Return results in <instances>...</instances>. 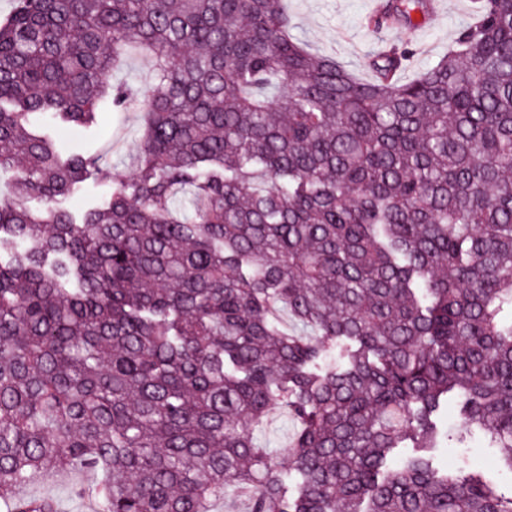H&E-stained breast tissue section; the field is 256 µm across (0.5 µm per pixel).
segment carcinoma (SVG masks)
Returning a JSON list of instances; mask_svg holds the SVG:
<instances>
[{"label": "carcinoma", "instance_id": "cac0c4a2", "mask_svg": "<svg viewBox=\"0 0 512 512\" xmlns=\"http://www.w3.org/2000/svg\"><path fill=\"white\" fill-rule=\"evenodd\" d=\"M429 8L392 0L368 25ZM473 15L402 83L411 47L362 81L307 50L282 0H15L0 20L9 512H58L18 490L71 469L103 475L100 512H210L227 488L248 512H512L482 472L425 456L454 398L512 471V0ZM129 52L153 58L145 91L102 80ZM109 107L143 114L135 169L77 219L60 198L108 168L36 120L88 128ZM277 407L296 430L274 455L254 431Z\"/></svg>", "mask_w": 512, "mask_h": 512}]
</instances>
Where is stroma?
<instances>
[{"label": "stroma", "mask_w": 512, "mask_h": 512, "mask_svg": "<svg viewBox=\"0 0 512 512\" xmlns=\"http://www.w3.org/2000/svg\"><path fill=\"white\" fill-rule=\"evenodd\" d=\"M294 31L316 52L332 55L342 65L363 79H370L369 63L385 44L412 42L417 47L401 81L416 78L443 54L462 23L472 16V0H437L431 19L415 31L401 27L375 34L365 25L373 4L371 0H285ZM143 118L137 112L118 113L103 109L96 126L63 136L64 151L97 154L108 163L111 172L131 175L135 150ZM448 430L446 447L436 449L433 463L443 467L452 460L459 469L486 468L503 494H512V472L498 465L500 452L485 442L475 430L461 431L456 417L444 422ZM98 478L87 471L72 470L25 488L28 497H48L58 502L62 512H98L95 489Z\"/></svg>", "instance_id": "stroma-1"}]
</instances>
